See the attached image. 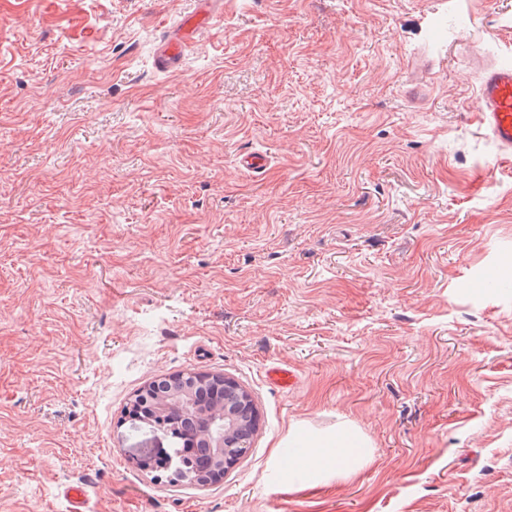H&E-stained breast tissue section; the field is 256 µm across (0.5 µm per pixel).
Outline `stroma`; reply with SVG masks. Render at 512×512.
<instances>
[{
	"label": "stroma",
	"mask_w": 512,
	"mask_h": 512,
	"mask_svg": "<svg viewBox=\"0 0 512 512\" xmlns=\"http://www.w3.org/2000/svg\"><path fill=\"white\" fill-rule=\"evenodd\" d=\"M196 3L0 0V512H512V292L472 290L512 274V161L471 66L512 0H221L158 71ZM187 369L258 412L203 487L125 421ZM343 420L370 462L289 486V426ZM200 1L195 12L185 15L175 24L177 29L170 32L173 26L165 30L164 38L157 47L155 61L159 70L176 72L196 36L213 25L218 12L215 7L217 0Z\"/></svg>",
	"instance_id": "35a3bbf8"
}]
</instances>
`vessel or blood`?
Wrapping results in <instances>:
<instances>
[{
    "mask_svg": "<svg viewBox=\"0 0 512 512\" xmlns=\"http://www.w3.org/2000/svg\"><path fill=\"white\" fill-rule=\"evenodd\" d=\"M217 0H200L195 12L185 15L176 29L166 32L160 41L155 61L159 70L178 71L196 36L213 25L217 18ZM479 71L478 110L476 116L497 141L505 155H512V64L485 61L476 56Z\"/></svg>",
    "mask_w": 512,
    "mask_h": 512,
    "instance_id": "1",
    "label": "vessel or blood"
}]
</instances>
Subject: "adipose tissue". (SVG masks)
Here are the masks:
<instances>
[{"instance_id": "1", "label": "adipose tissue", "mask_w": 512, "mask_h": 512, "mask_svg": "<svg viewBox=\"0 0 512 512\" xmlns=\"http://www.w3.org/2000/svg\"><path fill=\"white\" fill-rule=\"evenodd\" d=\"M282 445L297 451L296 456L284 462L289 473L300 470L314 477L346 474L366 464L371 457L369 438L348 421L325 431L305 424L292 425Z\"/></svg>"}]
</instances>
